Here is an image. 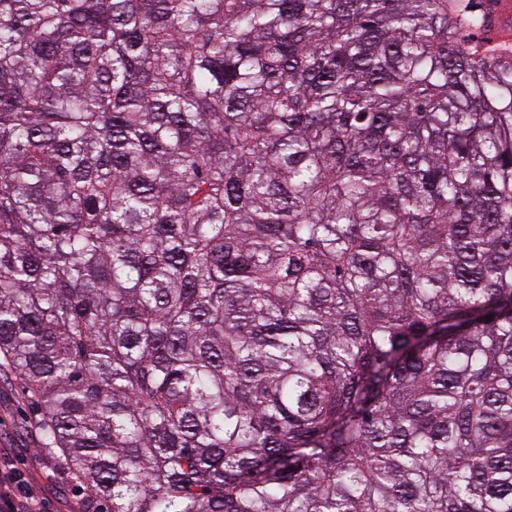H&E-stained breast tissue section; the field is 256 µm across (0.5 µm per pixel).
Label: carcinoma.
Returning <instances> with one entry per match:
<instances>
[{"instance_id":"1","label":"carcinoma","mask_w":512,"mask_h":512,"mask_svg":"<svg viewBox=\"0 0 512 512\" xmlns=\"http://www.w3.org/2000/svg\"><path fill=\"white\" fill-rule=\"evenodd\" d=\"M474 0H0V359L84 512H512V32Z\"/></svg>"}]
</instances>
